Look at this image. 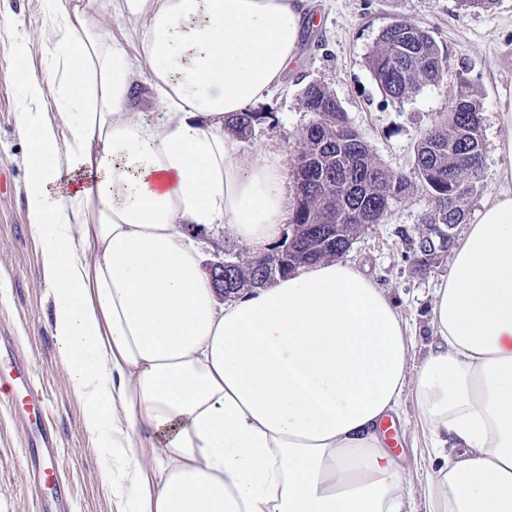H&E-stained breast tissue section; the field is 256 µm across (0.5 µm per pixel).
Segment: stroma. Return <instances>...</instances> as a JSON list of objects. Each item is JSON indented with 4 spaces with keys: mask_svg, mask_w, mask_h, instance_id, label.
<instances>
[{
    "mask_svg": "<svg viewBox=\"0 0 512 512\" xmlns=\"http://www.w3.org/2000/svg\"><path fill=\"white\" fill-rule=\"evenodd\" d=\"M314 22L301 34L295 64L282 86L257 104L263 119L243 151L265 149L292 164L301 133L311 116L301 106V92L312 82L329 88L374 155L392 172L411 174L421 134L448 117V103L461 82L482 95L485 168L482 187L472 195L463 224L453 230L461 241L483 204L499 190L498 144L508 131L499 121L512 105V0H501L494 13L469 12L458 0H312ZM33 52V73L54 67L45 46L50 39L43 0H0ZM407 20L429 31L444 55L439 82L422 86L399 102L386 100L368 67L381 31ZM21 86L15 78L9 46L0 42V336L10 338L30 360L34 380L47 397V420L57 430L59 470L73 499L70 512H119L105 489L107 452L94 447L84 431L82 405L72 391L51 332L52 299L42 276L39 247L23 203L28 148L16 129ZM430 206L415 190L395 203L384 223L358 235L344 261L385 288L408 326L409 368L417 370L431 336L432 292L447 275L451 251L420 273L407 261L423 231ZM396 455L402 457L415 490L433 473L427 434L418 422L412 393H405L396 425ZM23 428L0 407V512H31L35 490L21 469Z\"/></svg>",
    "mask_w": 512,
    "mask_h": 512,
    "instance_id": "obj_1",
    "label": "stroma"
}]
</instances>
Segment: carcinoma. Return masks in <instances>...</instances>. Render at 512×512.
<instances>
[{"label": "carcinoma", "instance_id": "carcinoma-1", "mask_svg": "<svg viewBox=\"0 0 512 512\" xmlns=\"http://www.w3.org/2000/svg\"><path fill=\"white\" fill-rule=\"evenodd\" d=\"M500 0H459L460 7L492 13ZM443 56L421 27L399 20L385 27L368 58L386 99L400 101L443 73ZM311 121L301 134L290 177L297 185L289 225L293 228L283 275L341 257L369 224L384 222L391 207L418 184L429 197L423 224H461L484 173L480 113L483 102L463 82L448 105V119L428 128L415 148L414 178L388 170L362 140L334 93L319 83L301 95ZM261 116L239 112L228 121L252 135Z\"/></svg>", "mask_w": 512, "mask_h": 512}]
</instances>
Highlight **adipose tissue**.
I'll list each match as a JSON object with an SVG mask.
<instances>
[{
	"label": "adipose tissue",
	"instance_id": "obj_1",
	"mask_svg": "<svg viewBox=\"0 0 512 512\" xmlns=\"http://www.w3.org/2000/svg\"><path fill=\"white\" fill-rule=\"evenodd\" d=\"M44 4L46 79L10 17L0 37L23 88L52 335L119 512H414L380 433L408 390L438 462L426 512H512V107L501 188L433 291L413 372L393 301L347 262L224 302L201 268L194 232L220 225L261 252L289 221L281 157L243 156L226 122L280 84L308 0ZM107 8L137 21L141 57L103 29ZM143 84L148 112L133 104ZM147 433L163 438L154 468L137 454Z\"/></svg>",
	"mask_w": 512,
	"mask_h": 512
}]
</instances>
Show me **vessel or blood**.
<instances>
[{
	"mask_svg": "<svg viewBox=\"0 0 512 512\" xmlns=\"http://www.w3.org/2000/svg\"><path fill=\"white\" fill-rule=\"evenodd\" d=\"M45 396L29 376L24 355L9 351L0 358V405L22 411L25 425L31 426L24 451V466L31 485L42 492L43 512H67L69 495L57 478L58 438L42 416Z\"/></svg>",
	"mask_w": 512,
	"mask_h": 512,
	"instance_id": "vessel-or-blood-1",
	"label": "vessel or blood"
}]
</instances>
